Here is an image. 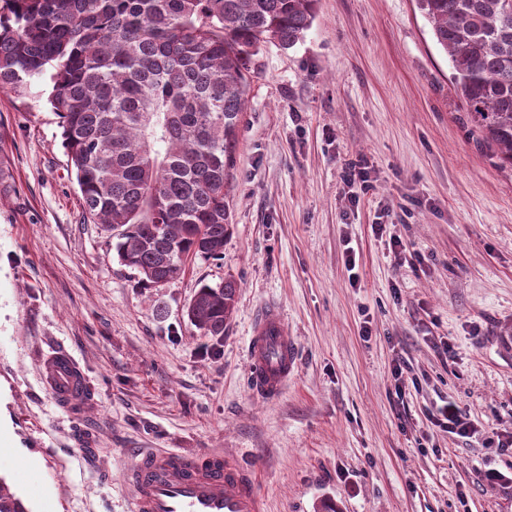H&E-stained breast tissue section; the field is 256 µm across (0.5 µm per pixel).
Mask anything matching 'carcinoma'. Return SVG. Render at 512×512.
<instances>
[{"label":"carcinoma","instance_id":"1","mask_svg":"<svg viewBox=\"0 0 512 512\" xmlns=\"http://www.w3.org/2000/svg\"><path fill=\"white\" fill-rule=\"evenodd\" d=\"M316 2L0 0V89L54 69L50 103L84 212L143 285L224 254V184L254 57L303 39ZM416 4L448 54L472 132L512 168V3ZM237 291L231 279L201 284L190 322L224 335ZM0 512H27L1 476Z\"/></svg>","mask_w":512,"mask_h":512}]
</instances>
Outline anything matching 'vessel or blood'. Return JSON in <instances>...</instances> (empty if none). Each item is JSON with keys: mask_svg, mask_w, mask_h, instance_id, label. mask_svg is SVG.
<instances>
[{"mask_svg": "<svg viewBox=\"0 0 512 512\" xmlns=\"http://www.w3.org/2000/svg\"><path fill=\"white\" fill-rule=\"evenodd\" d=\"M251 384L276 399L294 372L296 350L278 306H266L252 324L249 340ZM44 379L58 404L75 411L88 400L76 361L59 351L46 357ZM133 512H265L256 474L221 453L193 456L173 450L139 451L126 472Z\"/></svg>", "mask_w": 512, "mask_h": 512, "instance_id": "1", "label": "vessel or blood"}]
</instances>
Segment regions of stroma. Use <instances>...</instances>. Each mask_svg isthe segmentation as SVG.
Segmentation results:
<instances>
[{
  "label": "stroma",
  "instance_id": "1",
  "mask_svg": "<svg viewBox=\"0 0 512 512\" xmlns=\"http://www.w3.org/2000/svg\"><path fill=\"white\" fill-rule=\"evenodd\" d=\"M51 90L45 73L0 91V412L32 457L0 476L28 512H130L146 448L240 458L267 512H512V169L415 0H317L303 40L261 48L224 255L157 288L87 218ZM359 162L373 189L354 204ZM227 278L232 318L201 335L187 306ZM268 304L298 352L274 401L249 379ZM61 350L89 387L77 415L44 382ZM448 402L473 437L435 426Z\"/></svg>",
  "mask_w": 512,
  "mask_h": 512
}]
</instances>
